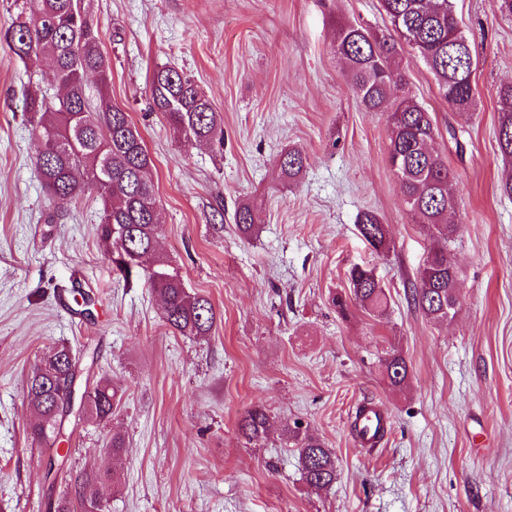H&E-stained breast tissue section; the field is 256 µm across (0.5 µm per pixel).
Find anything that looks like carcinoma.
<instances>
[{"label": "carcinoma", "instance_id": "obj_1", "mask_svg": "<svg viewBox=\"0 0 512 512\" xmlns=\"http://www.w3.org/2000/svg\"><path fill=\"white\" fill-rule=\"evenodd\" d=\"M83 0H13L15 21L3 38L17 57L42 58L65 89L59 99L37 86L26 94L32 134L41 149L34 169L46 191L55 198L94 195L102 202L97 233L112 257V270L124 280H142L161 299L165 326L182 336H207L215 323L213 305L186 288L178 272L157 251L160 224L154 185L149 178L152 160L130 114L112 104L108 95L110 69L101 49L98 27L82 7ZM391 31L373 33L358 24L336 30L334 49L366 112H387L388 162L399 192L415 222L434 230L432 247L419 272L412 300L426 317L443 321L456 310L448 305L458 297L456 268L448 258V242L460 225L450 220L457 208L455 175L433 151L436 128L429 112L410 96L400 66L403 45L425 61L439 93L453 110H468L474 102L473 57L469 39L460 28L453 0H380ZM96 78L90 86L88 77ZM154 105L174 133L187 141H222V120L206 95L178 69L163 66L151 76ZM500 112L497 142L500 154L512 161V83L498 90ZM306 155L296 147L282 153L278 167L290 182L298 180ZM238 231L245 237L257 229V214L249 204L235 212ZM361 237L377 252L387 245L388 228L374 212L363 213L357 224ZM155 269L166 277L154 280ZM348 297H338L346 311L352 303L382 314L387 308L385 288L373 271L355 265L348 271ZM388 385L398 389L409 376L405 357L393 349L380 358ZM84 373L73 351L56 346L40 357L25 378L24 396L35 419L28 435L48 447L60 444L59 435L70 417L103 423L120 402V390L107 377L77 391L69 384ZM271 427L260 406L238 423L249 442H259ZM298 451L306 485L322 490L336 482V457L318 437L289 428ZM111 473L89 472L53 504V512H106L94 486Z\"/></svg>", "mask_w": 512, "mask_h": 512}]
</instances>
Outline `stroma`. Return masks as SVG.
Listing matches in <instances>:
<instances>
[{
	"instance_id": "obj_1",
	"label": "stroma",
	"mask_w": 512,
	"mask_h": 512,
	"mask_svg": "<svg viewBox=\"0 0 512 512\" xmlns=\"http://www.w3.org/2000/svg\"><path fill=\"white\" fill-rule=\"evenodd\" d=\"M83 5L101 31L112 102L152 158L159 249L216 320L204 337L172 333L150 288L113 272L97 235L100 201L49 198L23 100L52 78L0 43V512H50L82 473L105 469L108 512H512V198L500 191L496 139L512 15L499 0H454L476 58L466 112L451 111L418 53L402 50L409 91L435 119V147L456 176L461 230L448 253L460 300L435 322L411 297L432 232L399 193L387 113L362 110L334 52L340 23L387 32L379 0ZM164 65L207 95L223 147L174 137L150 89ZM291 147L307 155L293 184L276 167ZM242 202L260 218L250 238L233 221ZM366 211L388 226L384 252L357 231ZM355 264L384 285L383 315L336 308ZM75 283L94 298L93 318L70 311L64 291ZM61 343L95 352L91 376L111 377L123 396L107 422H69L51 488V454L27 434L23 384ZM392 348L409 365L398 391L379 363ZM363 404L389 420L373 448L352 425ZM255 405L274 422L256 446L237 432ZM285 422L333 451L332 487L305 484ZM115 432L126 440L118 464L107 450Z\"/></svg>"
}]
</instances>
